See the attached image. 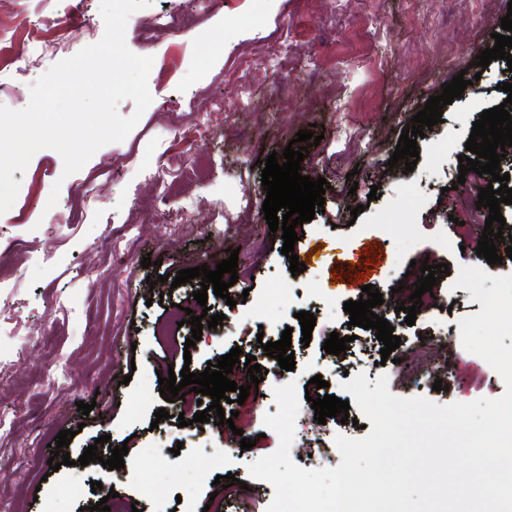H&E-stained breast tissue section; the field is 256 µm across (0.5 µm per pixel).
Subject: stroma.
Returning a JSON list of instances; mask_svg holds the SVG:
<instances>
[{"mask_svg": "<svg viewBox=\"0 0 512 512\" xmlns=\"http://www.w3.org/2000/svg\"><path fill=\"white\" fill-rule=\"evenodd\" d=\"M494 18L506 16L495 0H152L128 20V48L152 57V102L128 137L101 147L78 172L63 176L52 149L38 151L25 171L14 172L20 189L0 215V512H80L103 491L118 492L139 512H205L213 475L177 468L168 457L179 447L187 458L220 450V475L244 481L224 491L223 512H266L271 484L250 477L247 467L277 450L279 437L263 418L276 414L273 389L292 382L308 391L294 427L291 458L306 470L318 461L340 464L336 435L358 439L366 432L340 418L318 423L310 401L322 376L329 393L343 397L348 376L380 374L400 397L425 396L435 403L497 398L505 386L480 356L456 336L461 319L479 313L470 291L454 288L463 266H486L477 256V235L460 237L452 220L465 193L457 189L459 155L480 113L505 99L500 83H512L503 59L476 69L482 25L473 3ZM67 0H0V104L24 108L29 87L55 63L99 41V0L65 21ZM193 15L186 32L165 27L168 15ZM285 46L271 61V41ZM471 84L443 109L441 123L418 139L413 171L404 162L388 167L404 126L453 76ZM223 97L224 109L206 100ZM320 135L301 163L325 178L324 209L298 229L295 254L319 246L318 263L292 275L282 255L281 233L270 232L262 204V161L283 152L298 131ZM124 164L113 180L112 161ZM153 177H146V170ZM58 203L48 207L53 185ZM361 206L358 217L350 209ZM367 245L375 264L364 283L379 289L384 319L401 344L394 360L361 361L358 347L381 344L375 330L350 326L343 310L358 300L362 283L337 288L343 253ZM238 249V280L229 299L209 296L210 313L224 314L214 335L186 347L190 325L173 320L174 305L200 291L199 279L170 287L162 277L226 259ZM152 266L142 267L143 257ZM448 266L433 288L436 303L407 325L399 312L398 286H411V263ZM309 281L321 291L306 290ZM236 307H229V300ZM314 313L310 344H303L297 312ZM291 330L295 368L281 369L263 351ZM448 331L446 359H423L424 341ZM354 335L349 350L326 353L321 336ZM240 347L265 368L264 379L244 403H231L235 431L225 426H179L184 404L197 393L166 401L159 377L169 365L204 371L208 363ZM412 361L421 378L397 377V359ZM442 390H433L434 381ZM95 401L90 414L77 402ZM166 408L169 417L156 421ZM75 430L71 465L50 471L48 446L59 432ZM98 462L78 459L102 435ZM254 447L242 449V438ZM127 445L122 469L102 466L110 447ZM77 496H68L72 483Z\"/></svg>", "mask_w": 512, "mask_h": 512, "instance_id": "1", "label": "stroma"}]
</instances>
